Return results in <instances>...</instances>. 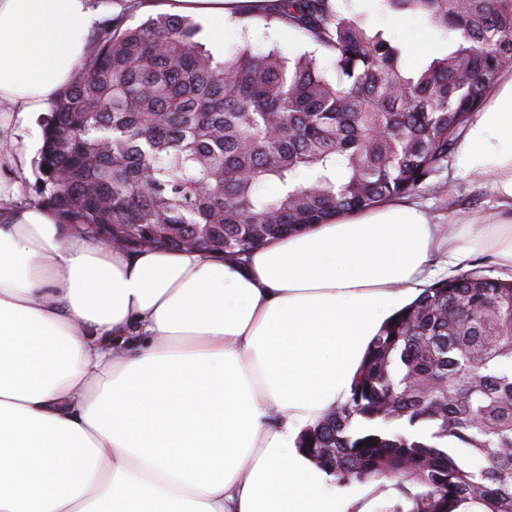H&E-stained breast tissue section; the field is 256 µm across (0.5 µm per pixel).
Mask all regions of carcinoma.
<instances>
[{
	"instance_id": "cac0c4a2",
	"label": "carcinoma",
	"mask_w": 512,
	"mask_h": 512,
	"mask_svg": "<svg viewBox=\"0 0 512 512\" xmlns=\"http://www.w3.org/2000/svg\"><path fill=\"white\" fill-rule=\"evenodd\" d=\"M383 2L453 45L411 65L335 0H277L270 19L333 55L331 78L310 53L244 46L217 62L192 19L129 27L143 0H125L45 121L41 202L124 249L241 257L412 193L512 62V0ZM298 448L340 485L420 488L410 512H512V280L472 270L426 289Z\"/></svg>"
}]
</instances>
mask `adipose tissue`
Instances as JSON below:
<instances>
[{
  "label": "adipose tissue",
  "mask_w": 512,
  "mask_h": 512,
  "mask_svg": "<svg viewBox=\"0 0 512 512\" xmlns=\"http://www.w3.org/2000/svg\"><path fill=\"white\" fill-rule=\"evenodd\" d=\"M261 0H179L224 22ZM94 0H0V512H373L301 453L382 327L489 255L512 275V73L473 113L458 173L496 207L456 232L417 204L279 238L242 257L113 249L17 208L21 128L80 72Z\"/></svg>",
  "instance_id": "obj_1"
}]
</instances>
